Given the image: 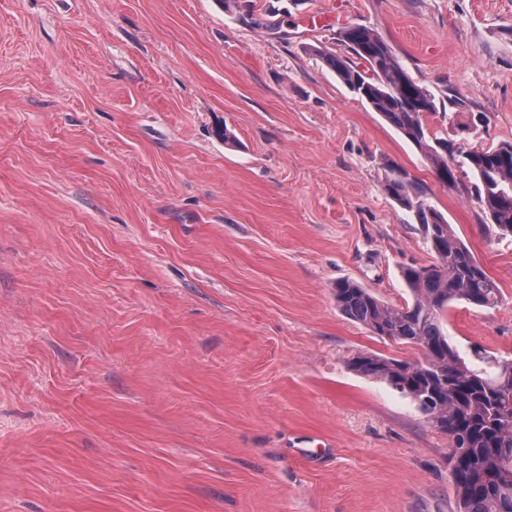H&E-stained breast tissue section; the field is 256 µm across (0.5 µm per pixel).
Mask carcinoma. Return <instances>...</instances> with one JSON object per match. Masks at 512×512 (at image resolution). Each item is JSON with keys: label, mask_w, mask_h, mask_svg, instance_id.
<instances>
[{"label": "carcinoma", "mask_w": 512, "mask_h": 512, "mask_svg": "<svg viewBox=\"0 0 512 512\" xmlns=\"http://www.w3.org/2000/svg\"><path fill=\"white\" fill-rule=\"evenodd\" d=\"M336 40L347 54L320 47L312 51L417 148L442 185L458 187L452 164L460 157L487 227L501 240L512 238V142L488 149L454 146L428 127L426 117L438 112L435 96L411 77L379 33L346 25L336 32ZM381 169L384 191L419 225L433 261L401 270L411 297L402 307L350 280L336 282L334 297L337 307L372 335L417 346L422 358L368 353L355 357L352 368L409 398L448 436L457 512H512V357L477 349L463 355L448 340L446 328L454 304L492 309L501 302V290L424 186L389 158Z\"/></svg>", "instance_id": "obj_1"}]
</instances>
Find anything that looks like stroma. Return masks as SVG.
Segmentation results:
<instances>
[{
	"mask_svg": "<svg viewBox=\"0 0 512 512\" xmlns=\"http://www.w3.org/2000/svg\"><path fill=\"white\" fill-rule=\"evenodd\" d=\"M350 24L488 117L431 131L512 141V0H0V512H455L447 436L349 366L419 348L333 287L431 259L385 158L502 290L461 352L512 356V241L314 54Z\"/></svg>",
	"mask_w": 512,
	"mask_h": 512,
	"instance_id": "35a3bbf8",
	"label": "stroma"
}]
</instances>
